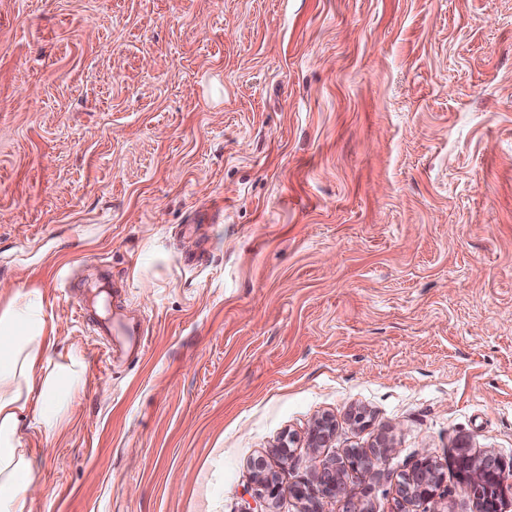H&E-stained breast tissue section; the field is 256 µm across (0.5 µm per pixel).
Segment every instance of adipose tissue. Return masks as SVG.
<instances>
[{
  "label": "adipose tissue",
  "mask_w": 512,
  "mask_h": 512,
  "mask_svg": "<svg viewBox=\"0 0 512 512\" xmlns=\"http://www.w3.org/2000/svg\"><path fill=\"white\" fill-rule=\"evenodd\" d=\"M51 327L39 291L0 305V512H31L35 459L20 435L23 413L58 429L85 387L78 354L51 360Z\"/></svg>",
  "instance_id": "1"
}]
</instances>
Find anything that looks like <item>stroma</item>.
<instances>
[{"label": "stroma", "instance_id": "obj_1", "mask_svg": "<svg viewBox=\"0 0 512 512\" xmlns=\"http://www.w3.org/2000/svg\"><path fill=\"white\" fill-rule=\"evenodd\" d=\"M102 271L147 330L108 366L70 288ZM31 289L85 366L63 429L23 417L31 512H250L259 458L304 512L383 441L366 512H478L458 449L512 462V0H0V302ZM425 456L438 496L397 505ZM336 476L342 480L340 469H336V474L334 470L325 471L315 485H296L293 493L310 503V512H320L322 511L320 507L322 499L338 500L346 495L344 485L336 483Z\"/></svg>", "mask_w": 512, "mask_h": 512}]
</instances>
